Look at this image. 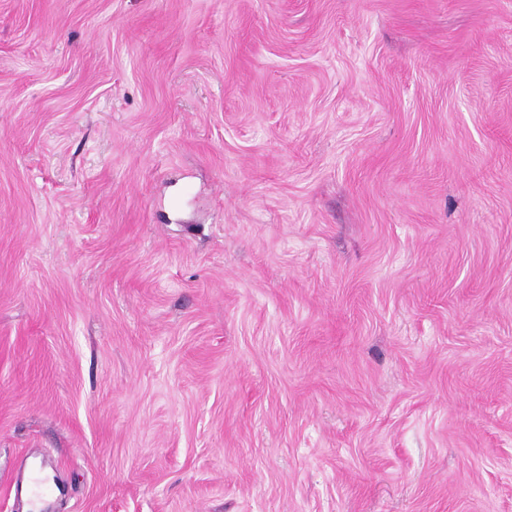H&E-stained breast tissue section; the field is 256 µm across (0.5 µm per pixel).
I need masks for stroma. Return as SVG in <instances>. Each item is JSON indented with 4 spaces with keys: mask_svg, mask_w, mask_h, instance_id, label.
Listing matches in <instances>:
<instances>
[{
    "mask_svg": "<svg viewBox=\"0 0 512 512\" xmlns=\"http://www.w3.org/2000/svg\"><path fill=\"white\" fill-rule=\"evenodd\" d=\"M512 512V0H0V512Z\"/></svg>",
    "mask_w": 512,
    "mask_h": 512,
    "instance_id": "1",
    "label": "stroma"
}]
</instances>
